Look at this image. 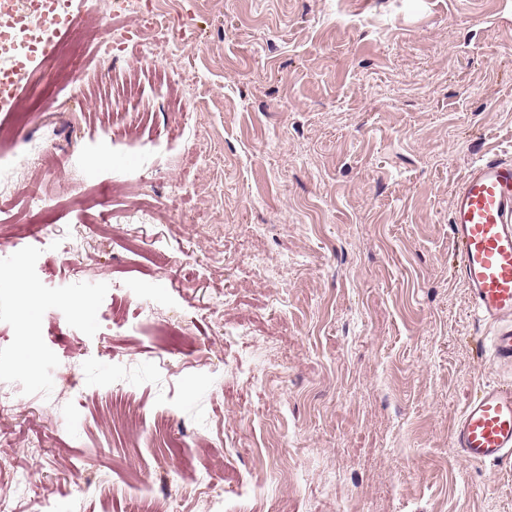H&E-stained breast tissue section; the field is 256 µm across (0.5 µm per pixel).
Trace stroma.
Returning <instances> with one entry per match:
<instances>
[{"instance_id":"35a3bbf8","label":"stroma","mask_w":512,"mask_h":512,"mask_svg":"<svg viewBox=\"0 0 512 512\" xmlns=\"http://www.w3.org/2000/svg\"><path fill=\"white\" fill-rule=\"evenodd\" d=\"M162 6L146 68L136 39L99 59L132 16L83 0L0 112L30 154L0 183V498L512 512V465L453 445L512 374L449 231L471 165L512 158V0Z\"/></svg>"}]
</instances>
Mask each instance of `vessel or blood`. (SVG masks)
<instances>
[{
    "instance_id": "1",
    "label": "vessel or blood",
    "mask_w": 512,
    "mask_h": 512,
    "mask_svg": "<svg viewBox=\"0 0 512 512\" xmlns=\"http://www.w3.org/2000/svg\"><path fill=\"white\" fill-rule=\"evenodd\" d=\"M33 56L17 59L0 78V112L10 111ZM450 232L458 252L457 275L470 291L478 316L492 324L493 364L512 368V160L474 162L452 200ZM467 461L512 462V385L489 384L465 405L452 431Z\"/></svg>"
}]
</instances>
